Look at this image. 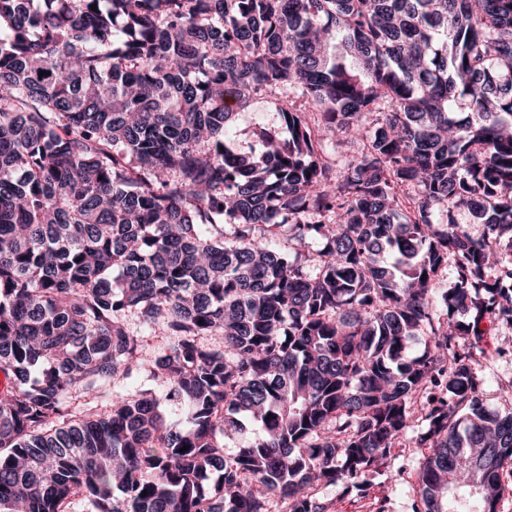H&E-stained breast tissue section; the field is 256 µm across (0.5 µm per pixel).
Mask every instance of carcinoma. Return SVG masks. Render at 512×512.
I'll use <instances>...</instances> for the list:
<instances>
[{"label": "carcinoma", "mask_w": 512, "mask_h": 512, "mask_svg": "<svg viewBox=\"0 0 512 512\" xmlns=\"http://www.w3.org/2000/svg\"><path fill=\"white\" fill-rule=\"evenodd\" d=\"M504 329L512 0H0V512H498ZM279 127L280 118L272 100L256 99L246 109L239 112L234 123L233 138L240 144L253 143L258 127ZM509 377L512 378V361L501 362L493 372L487 373L481 398L488 407L496 409L508 407V395L501 390L500 381L503 382ZM399 459L407 464L406 472L400 480L392 463H388L386 475L370 486L366 492L345 491L343 485L320 489L328 499L329 512H376L378 501H384L386 512H409L411 499L415 495V473L423 457L418 448L396 450Z\"/></svg>", "instance_id": "1"}]
</instances>
